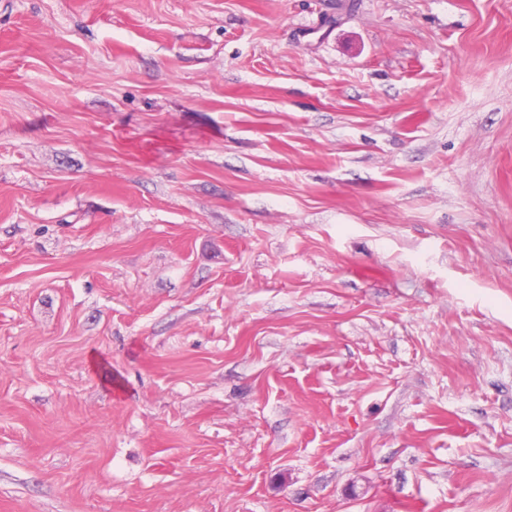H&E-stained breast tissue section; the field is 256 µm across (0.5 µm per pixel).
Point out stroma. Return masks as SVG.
I'll list each match as a JSON object with an SVG mask.
<instances>
[{"mask_svg": "<svg viewBox=\"0 0 512 512\" xmlns=\"http://www.w3.org/2000/svg\"><path fill=\"white\" fill-rule=\"evenodd\" d=\"M0 512H512V0H0Z\"/></svg>", "mask_w": 512, "mask_h": 512, "instance_id": "obj_1", "label": "stroma"}]
</instances>
